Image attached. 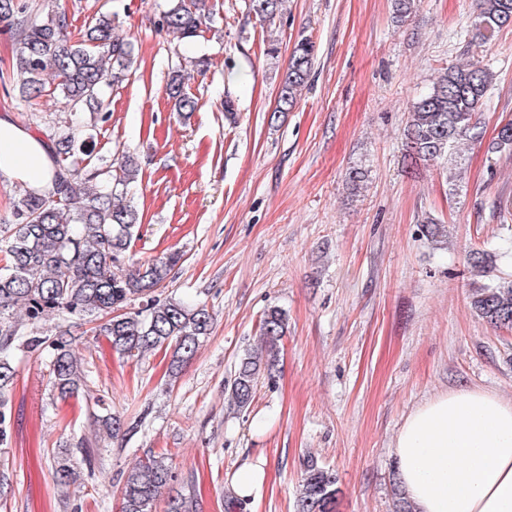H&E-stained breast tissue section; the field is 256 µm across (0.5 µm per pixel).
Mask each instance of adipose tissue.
<instances>
[{
    "mask_svg": "<svg viewBox=\"0 0 512 512\" xmlns=\"http://www.w3.org/2000/svg\"><path fill=\"white\" fill-rule=\"evenodd\" d=\"M0 174L31 188L51 177L46 143L0 114ZM414 512H512V400L459 389L416 407L392 448Z\"/></svg>",
    "mask_w": 512,
    "mask_h": 512,
    "instance_id": "ef3b65f1",
    "label": "adipose tissue"
}]
</instances>
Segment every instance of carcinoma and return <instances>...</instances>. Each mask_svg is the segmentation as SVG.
Instances as JSON below:
<instances>
[{
	"label": "carcinoma",
	"instance_id": "cac0c4a2",
	"mask_svg": "<svg viewBox=\"0 0 512 512\" xmlns=\"http://www.w3.org/2000/svg\"><path fill=\"white\" fill-rule=\"evenodd\" d=\"M284 0H245L248 12L271 23L281 14ZM417 0H394V14L406 22ZM210 0H171L159 26L172 40L183 43L211 29ZM473 26L481 48L503 28L512 26V0H478ZM0 31L16 35L18 50L13 69L21 97L32 101L57 95L55 106L67 113L65 125L44 132L51 149L53 173L40 191L25 193L12 211L11 222L0 224V444L7 441L9 407L3 392L14 383L13 358L20 348L42 347L50 356L48 375L63 400L79 398L88 387V374L76 355L80 337L72 328L97 322L93 339L106 340L119 357L134 360L148 352H171L170 373L196 354L209 334L214 316L204 304L161 297L183 254L163 253L133 270L129 251L141 223L129 198L139 168L130 153L99 165L95 133L105 123L104 87L128 80L132 43L116 33L114 16L96 13L78 28L69 23L61 0L32 13L28 0H0ZM315 53L314 42L303 37L289 56L282 75L278 107L288 112L306 86ZM191 74L171 71L167 95L176 110L196 111L197 99L186 87ZM490 72L479 54L443 69L428 93L411 105L405 129L407 166L432 165L457 153L459 145L480 137L479 119L491 85ZM87 169L79 187L75 165ZM472 307L495 327L512 331V280L475 290ZM62 321L53 336H40L43 322ZM30 328L25 336L21 328ZM288 334V319L277 306L269 307L260 323V348L244 353L227 383L230 405L250 408L261 380L278 371L279 351ZM89 420L95 437L81 436V462L93 467L101 434L117 437L125 428L104 397L95 401ZM53 478L62 488L76 481L67 455L57 460ZM175 475L168 450L150 452L133 462L124 475L120 512H197L198 501L174 490ZM336 477L314 458L304 463L296 512H335Z\"/></svg>",
	"mask_w": 512,
	"mask_h": 512
}]
</instances>
